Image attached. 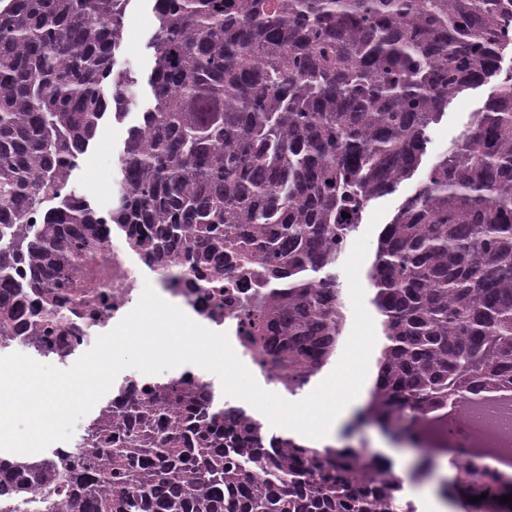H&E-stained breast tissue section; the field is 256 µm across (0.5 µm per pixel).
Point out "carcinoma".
<instances>
[{
    "label": "carcinoma",
    "instance_id": "carcinoma-1",
    "mask_svg": "<svg viewBox=\"0 0 512 512\" xmlns=\"http://www.w3.org/2000/svg\"><path fill=\"white\" fill-rule=\"evenodd\" d=\"M130 0H0V280L39 261L44 310L61 313L66 270L102 263L98 215L72 205L74 158L136 76L115 66ZM152 106L128 130L108 223L155 249L165 276L218 288L228 251L266 294L246 348L288 368L309 346L327 364L344 327L332 274L369 203L416 173L369 270L385 343L354 422L420 447L402 421L476 388L512 385V0H153ZM485 88L460 139L420 170L428 131L462 92ZM52 233L30 240L22 215ZM347 212L350 217L342 216ZM0 301V336L21 333ZM221 394L204 402L160 379L84 446L13 461V492L42 483L45 512H418L404 481L356 459L259 433ZM434 451L408 476L431 472ZM488 464L455 466L438 495L505 512Z\"/></svg>",
    "mask_w": 512,
    "mask_h": 512
}]
</instances>
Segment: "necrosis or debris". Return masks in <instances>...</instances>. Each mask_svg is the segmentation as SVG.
<instances>
[{"label": "necrosis or debris", "instance_id": "1", "mask_svg": "<svg viewBox=\"0 0 512 512\" xmlns=\"http://www.w3.org/2000/svg\"><path fill=\"white\" fill-rule=\"evenodd\" d=\"M101 251L112 259V286L92 290L84 304L56 324L52 346L33 347L19 336L0 339V356L22 352L50 365L68 364L97 337L111 331L136 306L144 285L199 322L223 328L238 358L249 370L279 391H286L288 365L275 354L251 355L242 338L247 330L244 310L261 287L257 278L226 273L219 288H205L196 279L170 281L160 276L146 249L100 225ZM430 445L447 451L451 463L493 462L499 474H512V388L483 390L465 408L448 407L430 415Z\"/></svg>", "mask_w": 512, "mask_h": 512}]
</instances>
